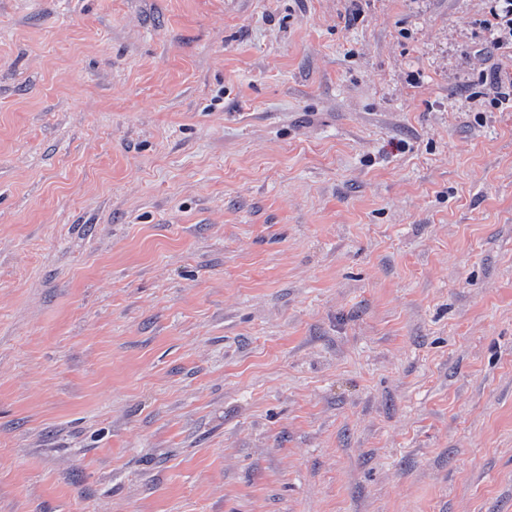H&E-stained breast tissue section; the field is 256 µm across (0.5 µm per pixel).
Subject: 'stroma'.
Masks as SVG:
<instances>
[{
  "mask_svg": "<svg viewBox=\"0 0 512 512\" xmlns=\"http://www.w3.org/2000/svg\"><path fill=\"white\" fill-rule=\"evenodd\" d=\"M502 0H0V512H512Z\"/></svg>",
  "mask_w": 512,
  "mask_h": 512,
  "instance_id": "stroma-1",
  "label": "stroma"
}]
</instances>
